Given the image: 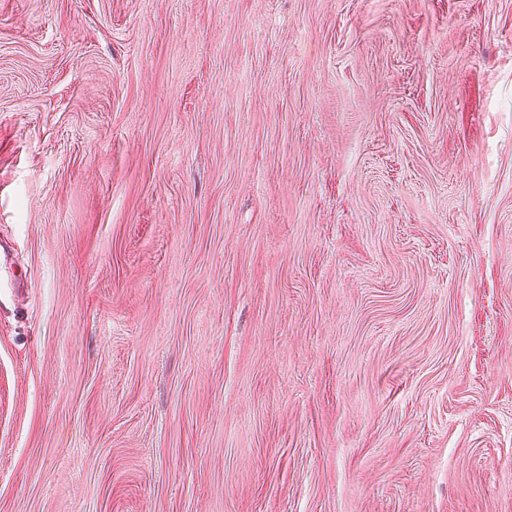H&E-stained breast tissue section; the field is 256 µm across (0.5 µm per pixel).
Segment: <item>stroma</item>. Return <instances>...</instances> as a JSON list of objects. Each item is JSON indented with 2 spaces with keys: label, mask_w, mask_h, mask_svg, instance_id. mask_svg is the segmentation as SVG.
I'll return each instance as SVG.
<instances>
[{
  "label": "stroma",
  "mask_w": 512,
  "mask_h": 512,
  "mask_svg": "<svg viewBox=\"0 0 512 512\" xmlns=\"http://www.w3.org/2000/svg\"><path fill=\"white\" fill-rule=\"evenodd\" d=\"M512 0H0V512H512Z\"/></svg>",
  "instance_id": "stroma-1"
}]
</instances>
